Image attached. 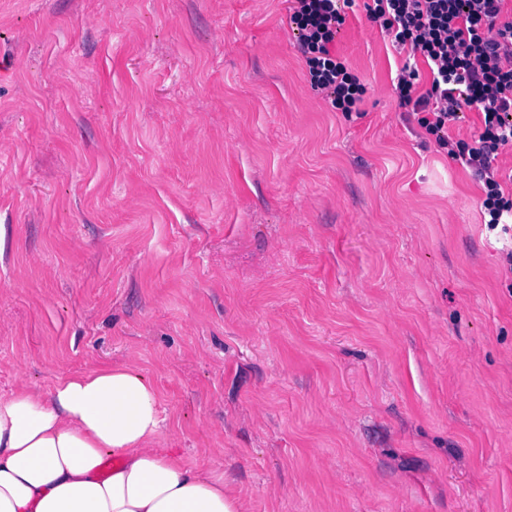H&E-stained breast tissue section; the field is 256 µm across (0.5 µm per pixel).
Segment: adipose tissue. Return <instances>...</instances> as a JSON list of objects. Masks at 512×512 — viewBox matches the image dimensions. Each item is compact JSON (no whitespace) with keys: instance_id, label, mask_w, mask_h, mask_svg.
<instances>
[{"instance_id":"adipose-tissue-1","label":"adipose tissue","mask_w":512,"mask_h":512,"mask_svg":"<svg viewBox=\"0 0 512 512\" xmlns=\"http://www.w3.org/2000/svg\"><path fill=\"white\" fill-rule=\"evenodd\" d=\"M160 406L131 364L0 398V512H243L222 478L157 447Z\"/></svg>"}]
</instances>
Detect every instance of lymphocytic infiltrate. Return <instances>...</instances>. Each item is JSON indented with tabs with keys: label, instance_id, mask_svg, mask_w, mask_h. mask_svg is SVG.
I'll list each match as a JSON object with an SVG mask.
<instances>
[{
	"label": "lymphocytic infiltrate",
	"instance_id": "f902f5d3",
	"mask_svg": "<svg viewBox=\"0 0 512 512\" xmlns=\"http://www.w3.org/2000/svg\"><path fill=\"white\" fill-rule=\"evenodd\" d=\"M297 49L311 89L332 111L351 116L368 92L366 83L331 47L354 0H286ZM506 0H364L366 18L407 50L394 86L400 108L417 116L450 159L461 161L480 183L481 210L490 227L512 224V190L495 163L512 148V18ZM432 80L419 90L416 58ZM482 116L471 140L452 139L448 127L462 109Z\"/></svg>",
	"mask_w": 512,
	"mask_h": 512
}]
</instances>
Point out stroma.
Wrapping results in <instances>:
<instances>
[{
	"label": "stroma",
	"instance_id": "35a3bbf8",
	"mask_svg": "<svg viewBox=\"0 0 512 512\" xmlns=\"http://www.w3.org/2000/svg\"><path fill=\"white\" fill-rule=\"evenodd\" d=\"M284 0H0V396L132 364L246 512H512V228L346 11L359 113Z\"/></svg>",
	"mask_w": 512,
	"mask_h": 512
}]
</instances>
